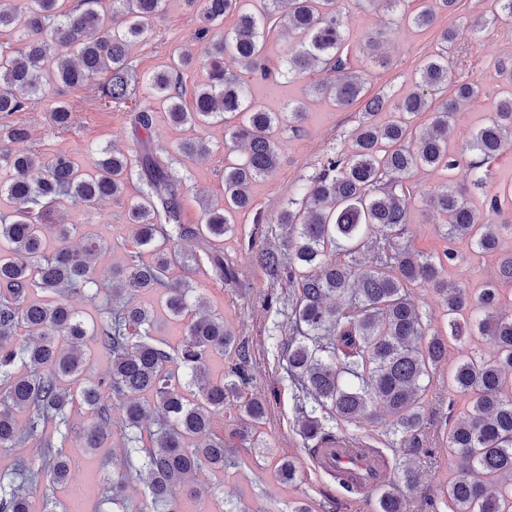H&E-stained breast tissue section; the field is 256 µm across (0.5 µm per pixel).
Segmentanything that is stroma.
Segmentation results:
<instances>
[{"label":"stroma","mask_w":512,"mask_h":512,"mask_svg":"<svg viewBox=\"0 0 512 512\" xmlns=\"http://www.w3.org/2000/svg\"><path fill=\"white\" fill-rule=\"evenodd\" d=\"M339 8L347 17V38L355 66L364 78V95H385L396 102L413 91L420 80V70L438 47L444 29L455 27L459 36L448 48V57L456 67L468 70L483 87L478 102L461 103L455 116L453 144L470 137L489 115L501 97L503 80L497 72L498 63L512 56V18H493L492 0H460L455 12L439 11L431 27L418 28L392 18L386 9L370 0H340ZM489 18L490 23L479 33L469 25L476 19ZM198 18L183 0H165L163 12L150 24L145 38L132 44L128 65L133 76L131 96L149 100L154 112L156 143L176 151L187 138L203 139L208 152L203 156L182 159L177 168L184 179L182 220L199 223L206 207L224 201V165L238 159L220 125L190 129L170 123L165 105L149 99L142 82L145 75L163 70L173 55L182 51L197 52L193 33ZM383 33V59L375 61L369 40L375 31ZM228 73L236 74L250 86L256 103L270 112L284 111L292 101L305 105L307 117L301 131L282 130L278 136L280 163L269 176L253 183L250 192L252 212L238 215L231 231L221 243L225 262L237 272V280L224 283L208 266L188 272L175 270L178 278L191 280L197 294L204 297L211 313L222 316L236 336L247 341L252 358L251 386L267 400L266 416L260 426L262 447L245 452V463L222 473L201 471L197 481L210 499L222 503L225 512H283L288 501L306 500L314 512H374L375 499L350 503L330 478L314 469L304 451L295 418V390L282 369V351L288 338V310L283 301L286 289L270 283L265 271L252 260V249L280 242L282 230L277 216L290 193L304 185L321 167L327 155L350 150L358 114L363 103L345 110L336 109L324 98L315 95L314 85L320 75L308 73L293 81H260L232 63H225ZM97 90L84 85L67 88L47 85L45 98L25 112L11 115L10 120L28 127L30 139L11 143L15 152L37 151L43 158L57 153L71 156L84 169H91L95 149L111 147L133 154L136 141L132 136L127 107L121 104L99 108ZM77 104L74 123L69 130H58L50 120L56 100ZM139 183L128 184L119 199H108L90 207L70 206L66 223L76 230L69 240L72 248L83 247L86 237L93 236L103 244L96 270L99 278H107L113 269L124 267L134 248V231L128 222L129 207L140 200ZM263 212L266 221H254L256 212ZM440 217L429 209L421 197L410 205L407 239L414 250L436 254L446 246L438 232ZM448 370L439 368L433 376L424 402V440L430 454L414 460L393 451L389 423H361L358 435L374 447L382 449L391 466V478L403 479L405 469H413L415 485L409 495L407 512H450L441 493L448 479L457 472V463L448 453L445 420L448 415ZM72 460L70 482H81L84 512H123L106 497L107 482L123 471L125 457L120 439H113L99 448L71 445L67 450ZM291 457L298 467V479L283 485L274 476L276 458Z\"/></svg>","instance_id":"35a3bbf8"}]
</instances>
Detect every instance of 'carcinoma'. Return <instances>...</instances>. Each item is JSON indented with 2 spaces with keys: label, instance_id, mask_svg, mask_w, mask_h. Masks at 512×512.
<instances>
[{
  "label": "carcinoma",
  "instance_id": "1",
  "mask_svg": "<svg viewBox=\"0 0 512 512\" xmlns=\"http://www.w3.org/2000/svg\"><path fill=\"white\" fill-rule=\"evenodd\" d=\"M102 0H79L61 9L60 0H0V37H16L22 47L0 45V117L25 112L38 103L44 83L66 87L105 78L96 103L109 108L130 99L132 75L128 49L148 31L164 0H112L111 19L100 18ZM244 0H185L200 12L195 39L203 44L208 83L193 91V108L183 106L180 69L196 59L179 55L176 68L146 79L153 96L168 103L176 126L224 123V136L243 143V159L224 168V204L205 209L201 224L181 220L183 178L169 151L155 144L148 106L132 105L135 158L114 149L95 152L88 173L65 153L46 162L38 153L0 152V167L11 178L0 182L12 210L0 214V447L16 448L39 437L43 448L38 467L21 461L0 474V512H29L28 489L48 481L47 512H55V487L69 480L63 448L80 441L99 448L112 433L111 409L101 404L106 390L123 412L121 436L127 469L112 479V503L125 501L135 480H144L148 498L137 512H184L183 501L198 499L195 476L207 468L222 472L244 464L240 451L259 447L252 431L266 415V400L248 391V346L224 323L208 313L203 298L187 281L172 282L171 271L206 261L223 282L236 281L233 266L215 242L224 237L235 216L253 209L252 183L279 163L276 131L281 113L267 112L247 101V88L224 73V59L266 81L298 78L319 69L330 77L315 93L339 109L361 98L363 81L353 67L343 17L337 0H263L257 14L242 11ZM429 6L408 17L417 27L435 19V3L448 11L458 0H425ZM229 14L236 24L218 37L214 27ZM288 25L299 41L289 46L283 70L266 64L268 36ZM458 31L446 29L440 48L421 69L416 90L395 104L378 95L360 113L348 153L326 157L318 173L288 197L278 224L288 228L286 247L272 245L254 253V261L288 289V345L283 355L288 381L295 388V412L303 447L309 455L338 439L356 441L349 426L377 418L383 404L391 417L392 446L409 456L427 454L419 431L424 396L431 374L448 366V451L459 459L457 475L442 488L451 512H512V315L502 313L500 285L512 284V250L502 239L512 236V214L505 217L499 195L475 208L468 186L480 187L491 164L512 149V91L496 101L494 112L471 139L451 144L457 105L481 98L482 87L455 71L448 44ZM454 96L448 97V85ZM441 103L424 129L412 122L427 105L426 96ZM393 109V119L379 124V112ZM76 106L59 100L51 122L59 130L72 127ZM27 128L0 125V142L23 141ZM448 171V182L426 196L427 205L445 218L449 241L468 242L494 261L495 275L479 288L448 278L458 253L448 248L424 255L402 244L409 206L420 195L412 181L420 168ZM142 185L141 200L132 205L128 222L137 246L152 253L149 263L135 252L125 267L112 271L105 283L95 274L94 258L102 250L95 241L79 251L66 247L74 225L55 219L62 208L91 206L118 198L127 183ZM52 237L59 248L44 251ZM194 239L199 253L185 254L181 240ZM431 288L441 299L447 330L431 331V319L411 299L417 286ZM105 293L98 322L89 326L72 301ZM142 292H158L174 320L184 325L172 346L153 335L151 311L137 302ZM25 337H17L18 329ZM94 336L110 361L107 377L94 380L82 350ZM479 338L491 352L470 348ZM457 351L448 361L450 349ZM233 358L220 381L208 374L213 354ZM456 394L468 398L464 412L454 415ZM91 410L95 422L75 431L74 405ZM234 409L240 423L228 434L213 430V421ZM26 430L19 431L20 417ZM150 446H143L146 422ZM295 461L277 460L275 476L295 481ZM414 486L389 481L379 492L377 512H406L407 492Z\"/></svg>",
  "mask_w": 512,
  "mask_h": 512
}]
</instances>
